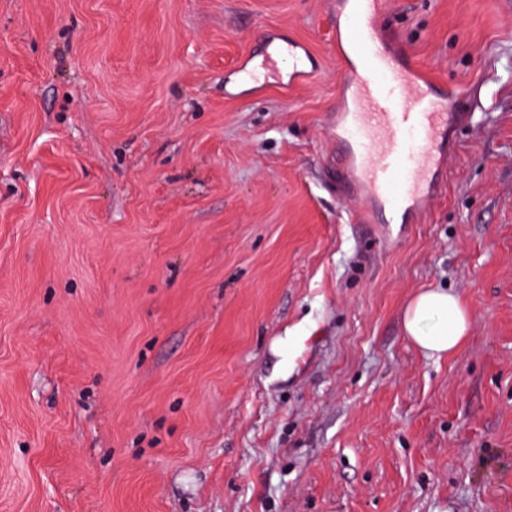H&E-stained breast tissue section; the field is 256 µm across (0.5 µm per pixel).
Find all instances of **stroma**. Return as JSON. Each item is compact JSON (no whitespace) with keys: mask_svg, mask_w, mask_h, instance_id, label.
<instances>
[{"mask_svg":"<svg viewBox=\"0 0 512 512\" xmlns=\"http://www.w3.org/2000/svg\"><path fill=\"white\" fill-rule=\"evenodd\" d=\"M336 0H0V512H512V0H388L472 87L445 192L325 186ZM303 42L300 84L243 80ZM457 294L426 357L403 309ZM469 326V312L462 300L442 288L419 292L403 314L406 336L424 354L437 359L454 353L463 344Z\"/></svg>","mask_w":512,"mask_h":512,"instance_id":"1","label":"stroma"}]
</instances>
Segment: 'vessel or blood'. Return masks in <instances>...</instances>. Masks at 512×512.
Instances as JSON below:
<instances>
[{
    "label": "vessel or blood",
    "instance_id": "1",
    "mask_svg": "<svg viewBox=\"0 0 512 512\" xmlns=\"http://www.w3.org/2000/svg\"><path fill=\"white\" fill-rule=\"evenodd\" d=\"M336 54L344 64L351 104L332 133L343 148L324 168V181L341 195L361 194L362 224H394L441 195L437 174L444 164L448 120L465 93L438 90L405 54L384 44L378 15L386 0H338ZM306 50L298 43L268 51L262 66L289 64V85L306 76Z\"/></svg>",
    "mask_w": 512,
    "mask_h": 512
}]
</instances>
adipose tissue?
I'll list each match as a JSON object with an SVG mask.
<instances>
[{
  "label": "adipose tissue",
  "mask_w": 512,
  "mask_h": 512,
  "mask_svg": "<svg viewBox=\"0 0 512 512\" xmlns=\"http://www.w3.org/2000/svg\"><path fill=\"white\" fill-rule=\"evenodd\" d=\"M469 312L455 294L440 288L419 292L403 314V329L424 354L437 359L454 353L465 341Z\"/></svg>",
  "instance_id": "obj_1"
}]
</instances>
